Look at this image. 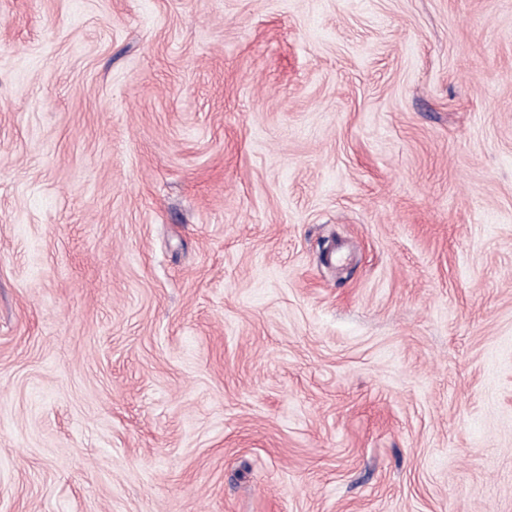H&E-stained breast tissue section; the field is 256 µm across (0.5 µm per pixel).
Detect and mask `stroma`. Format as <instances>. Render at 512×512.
Wrapping results in <instances>:
<instances>
[{
  "instance_id": "35a3bbf8",
  "label": "stroma",
  "mask_w": 512,
  "mask_h": 512,
  "mask_svg": "<svg viewBox=\"0 0 512 512\" xmlns=\"http://www.w3.org/2000/svg\"><path fill=\"white\" fill-rule=\"evenodd\" d=\"M0 512H512V0H0Z\"/></svg>"
}]
</instances>
